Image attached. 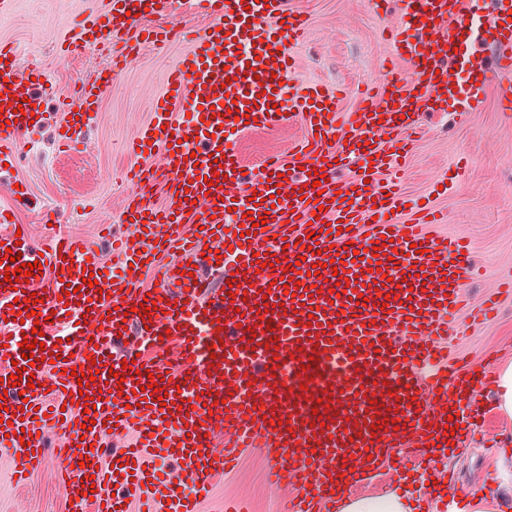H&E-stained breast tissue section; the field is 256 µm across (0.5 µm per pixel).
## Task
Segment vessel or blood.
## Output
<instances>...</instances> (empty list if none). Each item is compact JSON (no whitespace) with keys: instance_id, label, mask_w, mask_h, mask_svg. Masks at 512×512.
I'll list each match as a JSON object with an SVG mask.
<instances>
[{"instance_id":"obj_1","label":"vessel or blood","mask_w":512,"mask_h":512,"mask_svg":"<svg viewBox=\"0 0 512 512\" xmlns=\"http://www.w3.org/2000/svg\"><path fill=\"white\" fill-rule=\"evenodd\" d=\"M160 2L106 0L65 36L66 53L167 41L168 30L140 26ZM207 2L140 136L159 154L130 169L136 190L122 212L134 234L121 273L105 274L93 249L68 236L39 247L0 234V260L13 252L53 274L46 287L41 272L12 285L5 273L17 264L0 263V360L33 381L22 389L0 371V452L14 473L34 472L46 427L58 431L70 512H202L241 448L262 450L273 486L295 488V512H341L337 471L360 482L383 461L434 453L449 387L475 395L493 383L489 371L471 381L447 342L461 314L482 323L497 302L468 306L472 270L459 240L399 219V155L383 138L411 130L413 112L440 93L456 98L463 72L499 77V109L512 112V0H496L482 55L465 37L479 19L471 0H407L391 42L412 78L390 72L392 90H366L347 112L322 85L292 83L289 45L309 20L288 0ZM48 81L0 43V149L43 122L16 109L41 104ZM98 112L97 83H83L66 139L77 142ZM295 118L305 172L277 156L244 172L233 134ZM352 157L370 166L368 181L338 180ZM88 276L96 287L83 285ZM37 330L43 345L30 364L21 343ZM165 334L178 362L139 358ZM218 429L221 449L210 440ZM130 431L136 441L119 443Z\"/></svg>"}]
</instances>
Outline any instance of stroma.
Listing matches in <instances>:
<instances>
[{
  "label": "stroma",
  "mask_w": 512,
  "mask_h": 512,
  "mask_svg": "<svg viewBox=\"0 0 512 512\" xmlns=\"http://www.w3.org/2000/svg\"><path fill=\"white\" fill-rule=\"evenodd\" d=\"M289 6L310 19L305 38L291 47L296 81L343 89L340 106L345 111L356 105L359 88L385 85L382 64L394 49L385 21L368 0H289ZM96 8L95 0H17L12 13L0 19V42L19 46L26 62L48 68L58 86L95 80L110 66L109 55L92 52L66 62L58 58L56 44L78 13ZM186 49L180 37L144 46L103 87L99 114L84 126L82 142L73 152L60 150L58 129L65 116L57 98L47 97L42 126L36 133L21 134L17 150L0 163V206L12 205L9 189L20 187L26 196L14 205L15 219L28 226L34 239L44 242L59 232L78 236L94 247L105 272L119 269L123 256L114 252L112 238L132 232L121 217L130 190L124 172L133 162L127 144L149 120L169 69ZM416 118L424 133L400 162L401 187L410 208L437 210L444 217L438 232L468 246L477 275L465 288L471 302L480 303L512 276V116L499 111L492 81L482 111L466 113L451 101L439 112L419 109ZM301 137V124L294 120L275 130L240 133L235 145L246 167L279 153L296 168L303 164L294 149ZM499 307V315L482 324L462 318L463 333L449 340V353L464 354L481 368L512 359V299L501 298ZM481 400L479 442L445 462L452 476L446 491L453 496L484 490L493 478L495 459L512 437V418L492 407V391L483 392ZM57 466L54 456H46L41 469L20 483L10 462L0 459V512H68ZM421 467L416 459L400 475L389 466L372 471L365 481L352 484V496L377 497L405 488L424 512H433L437 486L428 483ZM227 497L246 500L251 512H275L276 495L260 458L242 452L223 484L211 490L205 512H216Z\"/></svg>",
  "instance_id": "1"
}]
</instances>
